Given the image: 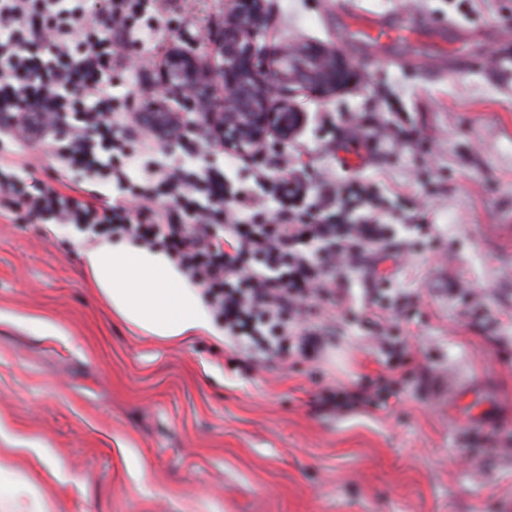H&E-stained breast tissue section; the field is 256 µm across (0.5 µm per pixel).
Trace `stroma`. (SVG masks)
<instances>
[{"label":"stroma","instance_id":"1","mask_svg":"<svg viewBox=\"0 0 512 512\" xmlns=\"http://www.w3.org/2000/svg\"><path fill=\"white\" fill-rule=\"evenodd\" d=\"M271 44L337 46L340 12L439 22L328 99L266 152L312 180L374 190L402 239L343 282L356 319L333 312L313 361L247 352L210 336L171 343L130 331L95 298L71 224L0 218V465L51 512H512V0H268ZM173 42L206 55L224 0H172ZM154 63L113 86L132 111L158 93ZM34 188L84 198L31 146ZM179 166L252 185V160L197 142L140 155L128 173ZM412 373L396 366L400 348ZM379 405L324 407L337 387L382 390Z\"/></svg>","mask_w":512,"mask_h":512}]
</instances>
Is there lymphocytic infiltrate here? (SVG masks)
Instances as JSON below:
<instances>
[{"label":"lymphocytic infiltrate","mask_w":512,"mask_h":512,"mask_svg":"<svg viewBox=\"0 0 512 512\" xmlns=\"http://www.w3.org/2000/svg\"><path fill=\"white\" fill-rule=\"evenodd\" d=\"M175 24L168 0H0V214L161 249L203 288L233 342L316 357L328 339L308 299L331 296L368 250L389 249L394 229L358 182L315 198L304 176L273 178L262 166L253 172L257 194L179 167L128 182L129 163L160 139L140 133L110 88L130 55L153 56ZM11 141L38 142L63 168L115 182L124 195L108 204L93 192L79 203L52 187L32 190L33 165L8 149Z\"/></svg>","instance_id":"lymphocytic-infiltrate-1"}]
</instances>
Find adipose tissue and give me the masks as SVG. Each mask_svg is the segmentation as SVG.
Returning <instances> with one entry per match:
<instances>
[{"mask_svg":"<svg viewBox=\"0 0 512 512\" xmlns=\"http://www.w3.org/2000/svg\"><path fill=\"white\" fill-rule=\"evenodd\" d=\"M82 269L116 319L165 340L223 337L201 290L165 252L129 239L83 250ZM0 505L5 512H46L26 481L0 469Z\"/></svg>","mask_w":512,"mask_h":512,"instance_id":"adipose-tissue-1","label":"adipose tissue"}]
</instances>
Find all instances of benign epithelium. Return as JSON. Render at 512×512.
<instances>
[{"label":"benign epithelium","mask_w":512,"mask_h":512,"mask_svg":"<svg viewBox=\"0 0 512 512\" xmlns=\"http://www.w3.org/2000/svg\"><path fill=\"white\" fill-rule=\"evenodd\" d=\"M224 27L207 61L169 45L158 66L163 90L173 96L193 92L205 99L203 112H172L165 101L146 103L153 124L170 130L166 146L180 131L206 126L211 139L228 152L253 156L268 141L286 142L300 131L304 114L294 94L332 96L354 78L346 57L311 44L275 46L261 42L267 26L265 0H225ZM222 94H212L214 87Z\"/></svg>","instance_id":"obj_1"}]
</instances>
